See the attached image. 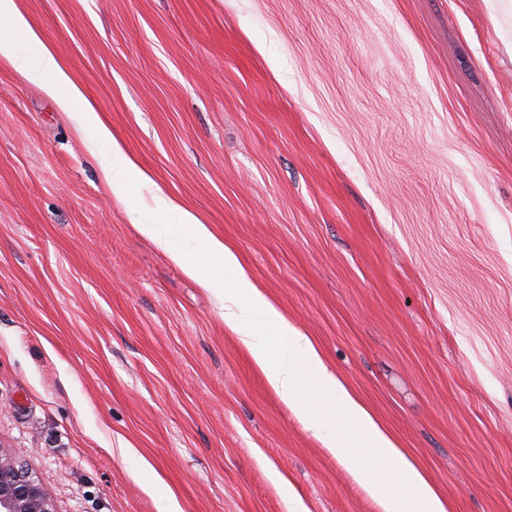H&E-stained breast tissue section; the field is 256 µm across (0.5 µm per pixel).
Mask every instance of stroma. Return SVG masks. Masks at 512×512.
Listing matches in <instances>:
<instances>
[{
	"mask_svg": "<svg viewBox=\"0 0 512 512\" xmlns=\"http://www.w3.org/2000/svg\"><path fill=\"white\" fill-rule=\"evenodd\" d=\"M151 178L133 207L0 46V448L58 512H378L224 307L161 188L450 512H512V0H16Z\"/></svg>",
	"mask_w": 512,
	"mask_h": 512,
	"instance_id": "1",
	"label": "stroma"
}]
</instances>
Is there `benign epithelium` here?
I'll return each instance as SVG.
<instances>
[{"label":"benign epithelium","instance_id":"benign-epithelium-1","mask_svg":"<svg viewBox=\"0 0 512 512\" xmlns=\"http://www.w3.org/2000/svg\"><path fill=\"white\" fill-rule=\"evenodd\" d=\"M0 512H58L41 482L0 448Z\"/></svg>","mask_w":512,"mask_h":512}]
</instances>
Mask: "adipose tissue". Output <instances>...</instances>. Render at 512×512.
<instances>
[{
	"label": "adipose tissue",
	"mask_w": 512,
	"mask_h": 512,
	"mask_svg": "<svg viewBox=\"0 0 512 512\" xmlns=\"http://www.w3.org/2000/svg\"><path fill=\"white\" fill-rule=\"evenodd\" d=\"M21 37L25 48L13 64L40 84L78 132H90L91 154L108 153L104 180L111 194L127 202L135 184L147 176L128 157L93 103L41 40L15 5L0 0V40ZM139 233L166 251L187 275L198 279L224 305V323L249 351L269 385L375 500L380 512H448L425 474L397 441L324 363L309 336L288 321L256 288L234 253L190 211L176 224H142ZM233 279H225V269ZM261 319L263 331L253 321Z\"/></svg>",
	"instance_id": "adipose-tissue-1"
}]
</instances>
